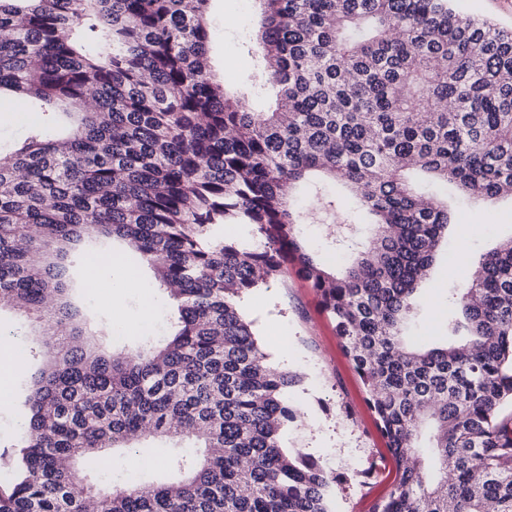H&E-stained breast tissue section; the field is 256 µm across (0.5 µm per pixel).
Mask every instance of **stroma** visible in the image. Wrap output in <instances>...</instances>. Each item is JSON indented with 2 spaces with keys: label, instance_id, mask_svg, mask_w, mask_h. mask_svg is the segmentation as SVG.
<instances>
[{
  "label": "stroma",
  "instance_id": "35a3bbf8",
  "mask_svg": "<svg viewBox=\"0 0 512 512\" xmlns=\"http://www.w3.org/2000/svg\"><path fill=\"white\" fill-rule=\"evenodd\" d=\"M258 20L257 0H213L211 4L208 22L215 38L209 64L226 90L239 89L254 71L257 56L248 53L247 47L255 39ZM37 120L35 111L17 110L11 96H0V149L7 151L20 143ZM510 236L512 201L503 199L489 207L463 202L455 207L448 245L420 291L415 335L428 342L445 336L446 320L456 315L446 299V289L459 283L482 254ZM156 294L153 288H127L122 308L116 312L103 306L100 294L81 288L71 292L96 324L134 317L144 299ZM240 307L253 322L271 362L298 377L288 390L297 418L285 431L286 446L312 454L333 475L327 496L329 512H371L389 492L396 477L395 464L319 296L291 273L269 287L245 294ZM21 322L13 310H0V331L14 335L16 342L26 343L28 348L26 369L11 383L15 408L0 414V483L8 477V461L14 453L12 445L20 431L32 379L48 357L46 348L25 342L19 332ZM283 343L288 346L284 357L277 352Z\"/></svg>",
  "mask_w": 512,
  "mask_h": 512
}]
</instances>
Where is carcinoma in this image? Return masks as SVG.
I'll use <instances>...</instances> for the list:
<instances>
[{
	"label": "carcinoma",
	"instance_id": "cac0c4a2",
	"mask_svg": "<svg viewBox=\"0 0 512 512\" xmlns=\"http://www.w3.org/2000/svg\"><path fill=\"white\" fill-rule=\"evenodd\" d=\"M212 0H0V92L40 111L0 152V308L50 341L0 512H328L332 477L283 434L297 376L273 366L242 295L288 271L321 298L393 456L372 512H512V237L448 289L450 340L405 331L451 223L410 172L460 196L512 197V31L450 0H258L257 73L231 98L208 64ZM266 86L276 108L243 102ZM366 233L334 268L299 225ZM252 228V241L224 225ZM135 258L169 333L91 332L68 265ZM190 441L176 476L103 490L114 448Z\"/></svg>",
	"mask_w": 512,
	"mask_h": 512
}]
</instances>
